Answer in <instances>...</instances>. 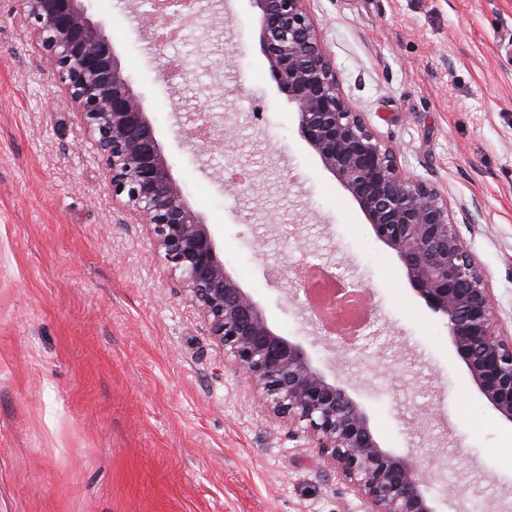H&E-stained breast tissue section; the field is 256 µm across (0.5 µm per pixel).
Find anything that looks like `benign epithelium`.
I'll return each mask as SVG.
<instances>
[{"label": "benign epithelium", "mask_w": 512, "mask_h": 512, "mask_svg": "<svg viewBox=\"0 0 512 512\" xmlns=\"http://www.w3.org/2000/svg\"><path fill=\"white\" fill-rule=\"evenodd\" d=\"M36 43L98 151L112 195L125 196L160 261L178 275L208 336L231 359L264 411L304 429L366 512H436L425 488L436 473L421 458L383 448L347 391L327 380L298 343L278 334L224 266L209 225L174 178L142 99L105 26L84 0H17ZM263 52L296 109L301 137L351 194L375 237L396 252L412 290L446 319L456 355L478 391L512 423V339L499 331L487 275L460 236L445 196L407 175L394 151L349 105L307 0H252ZM184 123L202 149L221 146Z\"/></svg>", "instance_id": "7a95c632"}]
</instances>
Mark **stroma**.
Listing matches in <instances>:
<instances>
[{
  "label": "stroma",
  "mask_w": 512,
  "mask_h": 512,
  "mask_svg": "<svg viewBox=\"0 0 512 512\" xmlns=\"http://www.w3.org/2000/svg\"><path fill=\"white\" fill-rule=\"evenodd\" d=\"M143 99L173 176L271 325L366 411L381 446L427 457L437 512L512 502V423L442 318L299 133L252 0H211L155 48L141 0H86ZM344 94L400 168L447 195L512 332V0H309ZM185 60L165 82L161 57ZM224 136L177 133L191 111ZM243 164L251 187L226 186ZM475 209V223L464 209ZM366 289L379 345L341 352L304 301L299 258ZM285 271L271 283L273 268ZM422 429L410 420L421 407ZM303 434L264 414L113 200L71 99L0 0V512H362Z\"/></svg>",
  "instance_id": "stroma-1"
}]
</instances>
